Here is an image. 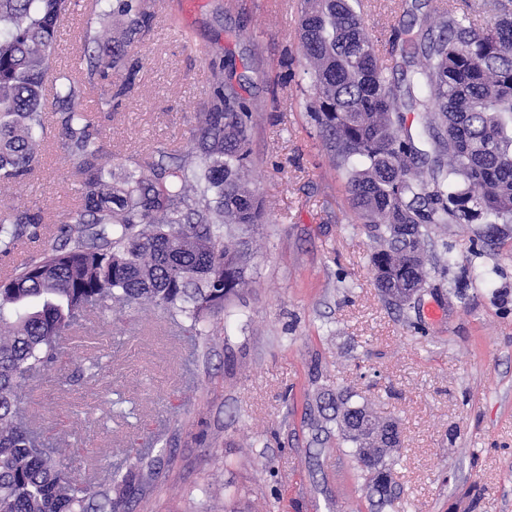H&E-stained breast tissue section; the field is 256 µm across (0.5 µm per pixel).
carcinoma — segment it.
Wrapping results in <instances>:
<instances>
[{
	"label": "carcinoma",
	"instance_id": "obj_1",
	"mask_svg": "<svg viewBox=\"0 0 512 512\" xmlns=\"http://www.w3.org/2000/svg\"><path fill=\"white\" fill-rule=\"evenodd\" d=\"M156 0H90L115 35L71 69L50 71L57 28L70 0H0V191L22 185L40 165L46 82L54 90L62 158L76 164V201L57 227L58 243L28 256L0 280V512H131L152 473L142 459L96 472L65 467L20 419L25 381L63 352L91 308L150 309L181 320L188 336H210V318L249 285L252 240L262 204L246 178L251 107L213 73L207 111L197 115L184 155L135 163L109 180L92 115L81 100L95 80L127 69V48L148 30ZM484 18L479 27L474 15ZM417 68L389 80L366 33L362 0H303L299 48L313 95L306 99L332 162L345 176L356 221L374 241L370 262L382 298L398 308L405 288L430 275L434 237L448 224H482L481 242L512 224V0L477 6L448 0L434 24L407 38ZM424 112L419 151L400 138L404 113ZM44 223L38 212L0 205V255ZM354 394L317 404L319 431L336 428L369 497L393 495L396 446L374 447L370 432L393 425Z\"/></svg>",
	"mask_w": 512,
	"mask_h": 512
}]
</instances>
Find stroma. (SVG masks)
<instances>
[{"instance_id": "1", "label": "stroma", "mask_w": 512, "mask_h": 512, "mask_svg": "<svg viewBox=\"0 0 512 512\" xmlns=\"http://www.w3.org/2000/svg\"><path fill=\"white\" fill-rule=\"evenodd\" d=\"M87 3L71 0L53 68L100 31ZM440 12L438 0H364L380 64L393 67L404 29ZM299 14L300 0H159L128 49L135 77L113 74L84 99L119 175L129 156L189 149L211 73L224 68L252 108L264 223L253 282L227 302L217 336L181 335L162 313L91 311L67 362L26 382L29 424L104 477L130 449L145 454L156 478L134 512H370L354 459L317 434L308 411L310 396L348 389L398 426L400 492L384 512H512V224L474 250L481 225H449L419 301L389 306L373 242L301 105ZM44 113L41 164L6 200L41 212L46 229L0 268L52 245L76 197L56 115Z\"/></svg>"}]
</instances>
